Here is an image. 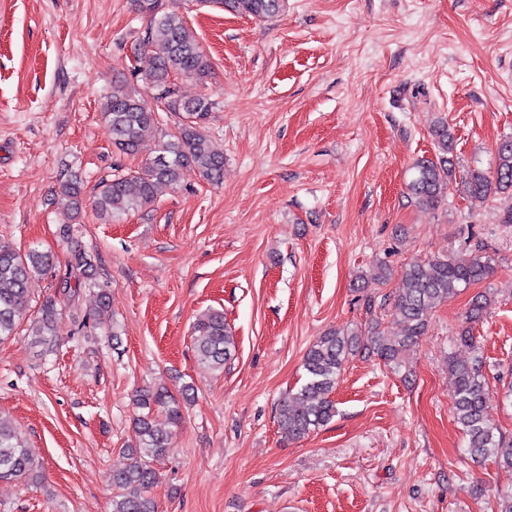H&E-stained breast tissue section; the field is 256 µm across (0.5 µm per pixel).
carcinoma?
I'll return each mask as SVG.
<instances>
[{
  "mask_svg": "<svg viewBox=\"0 0 512 512\" xmlns=\"http://www.w3.org/2000/svg\"><path fill=\"white\" fill-rule=\"evenodd\" d=\"M229 11L264 19L275 16L282 0H209ZM134 10L148 19L143 35L135 44L151 52L152 70L146 75L153 90L148 102L137 88L121 77L114 81L101 112L112 134V145L121 154L134 156L143 141L160 135L157 155L138 170L113 169L112 177L97 184L94 196L96 215L107 224L157 200L166 191L177 189L185 171L195 170L217 184L224 174V152L215 148L203 130L214 107L207 96L184 98L178 94L172 77L202 80L211 71L208 55L185 21L160 9V0H132ZM177 112L182 121L175 134L162 131L160 113ZM436 158L419 159L414 175L406 184L411 198L425 208L439 206L456 177V164L450 156L453 134L441 119L433 130ZM464 195L470 202L483 204L506 195L512 197V139L501 140L496 148L494 172L468 171L462 178ZM84 181L70 168L61 174L51 203L61 205L78 217L83 208ZM70 276L61 283V295L72 301L78 287L98 277V268L77 245H71ZM492 257L482 249L457 255L438 256L412 263L401 270L402 287L393 302V314L402 325L399 336L370 337L360 345L355 334L337 330L320 337L303 359L304 382L294 392L285 393L277 405V422L290 439L303 438L326 425L335 416L331 394L350 357L360 349L377 356L389 366L398 365L399 354L424 334L434 309L455 297L460 289L485 280L492 271ZM50 264V255L36 248L25 252L0 244V341L12 336L27 320L28 282ZM490 300L475 295L466 313L468 326L460 333L464 346L474 347L471 325L483 320ZM58 301L48 298L39 314L29 323V336L45 353L58 346ZM194 347L198 361L221 369L236 351V340L228 329L224 312L212 309L195 323ZM448 370L453 378V414L464 436L466 453L474 460L491 456L502 467L512 470V439L500 431L488 416L492 393L483 374V358L452 359ZM136 444L124 449L125 467L112 472V512H158L150 494L158 480L153 463L167 455L171 431L156 423L158 414L176 426L182 419L180 403L168 390L142 389L136 394ZM39 478L38 464L17 430L0 417V482L27 484Z\"/></svg>",
  "mask_w": 512,
  "mask_h": 512,
  "instance_id": "1",
  "label": "carcinoma"
}]
</instances>
